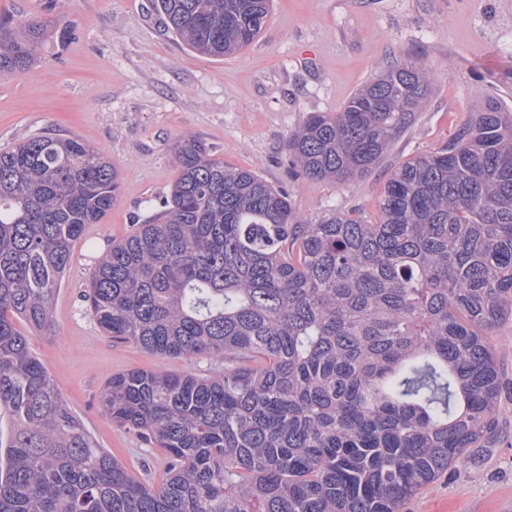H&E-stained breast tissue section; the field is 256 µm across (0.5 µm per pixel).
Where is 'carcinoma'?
Returning <instances> with one entry per match:
<instances>
[{
	"label": "carcinoma",
	"mask_w": 512,
	"mask_h": 512,
	"mask_svg": "<svg viewBox=\"0 0 512 512\" xmlns=\"http://www.w3.org/2000/svg\"><path fill=\"white\" fill-rule=\"evenodd\" d=\"M270 3L151 0L171 36L214 57L249 45ZM46 31L1 16L0 75L22 74ZM430 93L428 69L394 62L288 136L289 169L366 174ZM174 162L159 210L112 243L85 294L108 336L224 359L217 377L106 382L112 423L165 451L153 486L98 447L30 345L119 170L74 136L0 147V409L13 422L0 512H400L494 434L487 336L512 317L511 114L490 103L448 147L397 167L374 222L359 209L309 222L193 135Z\"/></svg>",
	"instance_id": "carcinoma-1"
}]
</instances>
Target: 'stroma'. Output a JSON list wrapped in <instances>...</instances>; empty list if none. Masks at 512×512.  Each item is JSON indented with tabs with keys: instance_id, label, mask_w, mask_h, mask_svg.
<instances>
[{
	"instance_id": "1",
	"label": "stroma",
	"mask_w": 512,
	"mask_h": 512,
	"mask_svg": "<svg viewBox=\"0 0 512 512\" xmlns=\"http://www.w3.org/2000/svg\"><path fill=\"white\" fill-rule=\"evenodd\" d=\"M0 14L42 17L74 32L64 45L47 38L21 75L0 76V146L52 130L105 150L122 176L111 211L76 242L53 324L31 347L97 444L154 486L165 478L166 455L113 425L100 402L106 381L130 370L214 376L224 363L164 357L112 339L82 295L98 257L169 193L178 176L176 141L196 135L226 165L285 190L306 220L352 208L374 219L392 170L448 145L485 104L512 109V0H273L258 37L224 58L176 41L149 0H0ZM407 57L431 70L432 90L380 163L341 184L292 175L289 134L311 113L341 111ZM490 342L501 380L494 442L401 512H512V322Z\"/></svg>"
}]
</instances>
